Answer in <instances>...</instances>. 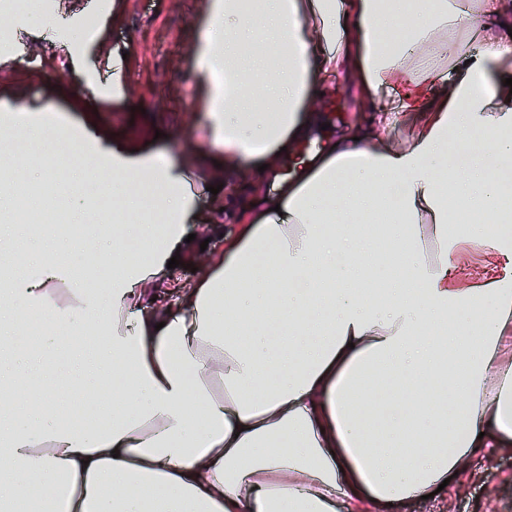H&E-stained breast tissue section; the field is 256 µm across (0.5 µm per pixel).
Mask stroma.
I'll return each mask as SVG.
<instances>
[{
    "label": "stroma",
    "mask_w": 512,
    "mask_h": 512,
    "mask_svg": "<svg viewBox=\"0 0 512 512\" xmlns=\"http://www.w3.org/2000/svg\"><path fill=\"white\" fill-rule=\"evenodd\" d=\"M204 0H41L37 13L16 14L0 0V116L14 112H58L74 131L103 138L124 155L193 160L205 146L189 188L194 233L182 264L158 281L161 302L174 288L196 286L190 263L199 250L215 255L237 230V218L257 190L277 193L279 181L261 186L225 183L223 150L209 147L200 83L193 66L197 26ZM57 12L63 28L36 36L41 15ZM126 60L113 65V51ZM120 93H113V85ZM319 107L331 136H338L368 102L343 82L320 89ZM457 278L482 284L512 270V251L476 247L457 252ZM377 512H512V447L491 448L462 466L457 477L430 499H408Z\"/></svg>",
    "instance_id": "1"
}]
</instances>
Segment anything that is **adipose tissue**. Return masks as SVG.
<instances>
[{
    "mask_svg": "<svg viewBox=\"0 0 512 512\" xmlns=\"http://www.w3.org/2000/svg\"><path fill=\"white\" fill-rule=\"evenodd\" d=\"M207 0L194 46L212 144L240 173L296 154L321 120L312 79L346 70L377 119L256 200L177 309L152 282L185 244L189 165L96 147L75 213L112 174V240L83 274L9 271L0 225V507L50 512H354L418 498L512 443V275L453 278L448 249L512 248V0ZM402 112L415 137L379 148ZM148 190L153 209L144 208ZM112 263L109 279L97 277ZM93 298L104 337L51 333L54 295ZM38 311L37 349L18 346ZM99 425L72 415L78 398Z\"/></svg>",
    "mask_w": 512,
    "mask_h": 512,
    "instance_id": "ef3b65f1",
    "label": "adipose tissue"
}]
</instances>
